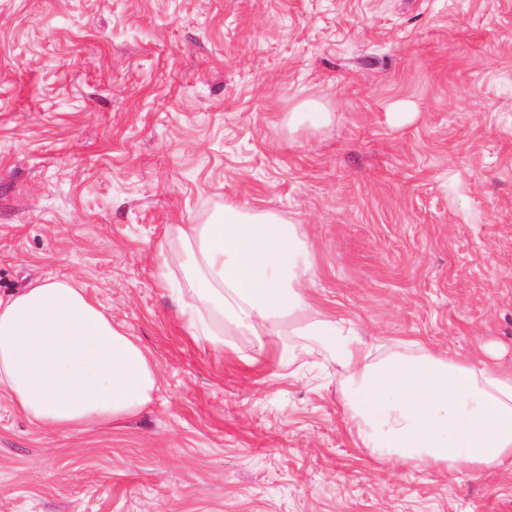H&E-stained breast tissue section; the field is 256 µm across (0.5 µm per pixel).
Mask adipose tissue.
<instances>
[{
  "mask_svg": "<svg viewBox=\"0 0 512 512\" xmlns=\"http://www.w3.org/2000/svg\"><path fill=\"white\" fill-rule=\"evenodd\" d=\"M193 271L183 302L189 335L224 348L232 330L282 335L310 307L313 267L292 219L235 203L185 236ZM314 353L344 371V404L363 447L415 468L494 470L512 463V373L418 348L368 361L340 321L301 330ZM157 374L142 348L67 280L48 278L0 294V391L36 426L89 430L136 415L152 400Z\"/></svg>",
  "mask_w": 512,
  "mask_h": 512,
  "instance_id": "1",
  "label": "adipose tissue"
}]
</instances>
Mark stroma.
Segmentation results:
<instances>
[{
    "label": "stroma",
    "instance_id": "1",
    "mask_svg": "<svg viewBox=\"0 0 512 512\" xmlns=\"http://www.w3.org/2000/svg\"><path fill=\"white\" fill-rule=\"evenodd\" d=\"M228 201L302 224L308 318L512 372V0H0V293L75 281L157 373L86 433L0 393V512H512V466L363 448L302 337L188 335Z\"/></svg>",
    "mask_w": 512,
    "mask_h": 512
}]
</instances>
